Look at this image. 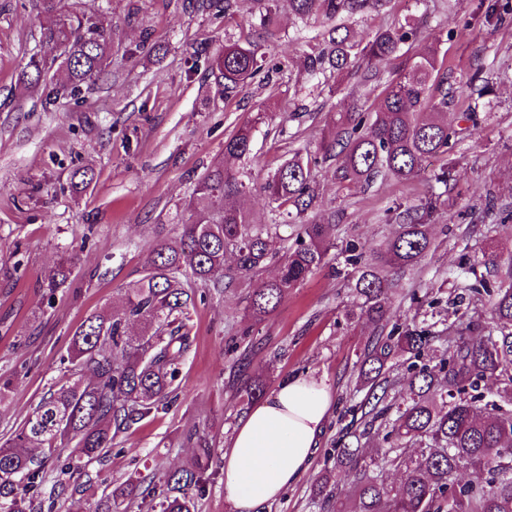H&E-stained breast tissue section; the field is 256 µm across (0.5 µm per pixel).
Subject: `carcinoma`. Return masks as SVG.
I'll use <instances>...</instances> for the list:
<instances>
[{
  "label": "carcinoma",
  "instance_id": "cac0c4a2",
  "mask_svg": "<svg viewBox=\"0 0 512 512\" xmlns=\"http://www.w3.org/2000/svg\"><path fill=\"white\" fill-rule=\"evenodd\" d=\"M380 0H288L301 17L323 12L356 15ZM54 23L41 31L39 53L22 73V81L44 86L48 96L79 90L105 73L111 63L112 32L90 19L63 9V0H39ZM419 37L410 24L381 29L364 42L352 39L345 23L329 31L325 47L305 57V72L315 77L330 69L348 72L360 60H385ZM63 74L48 76L53 65ZM224 88L236 89L259 69L255 49L237 44L224 47L215 60ZM438 48L425 47L406 56L398 71L381 84L373 112H338L324 132L320 155L295 156L281 164L258 187L276 212L290 218L312 209L319 196L313 167L336 161V184L369 185L377 178L409 180L427 158L449 156L461 130L448 124V88L440 75ZM254 123L226 138L224 155L250 153ZM252 173L222 166L207 171L197 182L188 207L190 221L173 240L161 238L152 248L142 277L123 289L122 313H98L75 330L66 361L71 381L43 397L20 427L0 444V512H40L43 502L30 495L43 479V460L35 451L50 453L57 444L75 442L80 458L105 454L113 440L130 427L166 409L173 383L191 346L187 307L193 279L220 289L232 256L236 272L256 275L271 263L277 278L260 283L247 301L257 319L273 313L288 289L296 287L328 263L334 247L331 230L336 213L300 225L291 245L279 252L273 242L278 224H255L238 204L252 190ZM436 202L391 210L397 230L379 250L366 253L355 239L345 243L346 264L358 276L354 284L363 313L375 324H389L392 299L389 275L417 263L429 251L427 224ZM508 285L488 287L475 266L454 276L455 288L490 297L496 328L478 338L459 337L453 349L436 355L435 335L415 322L395 323L386 338L364 355L360 376L369 391L359 402L362 417L381 421L385 434L378 459L366 462L357 441L334 449L336 470L322 477L321 487L353 476L347 495L336 494L332 512H512V263ZM136 321L141 334L132 336L127 323ZM397 354L407 356L408 382L396 405L387 403L390 386L385 367ZM495 378L503 388L487 395L482 383ZM414 442L415 448L407 447ZM210 449H200L189 466L168 476L159 493L158 512H195V497L207 481ZM402 469L399 485H388L370 474V467ZM483 471L481 481L459 480L461 469Z\"/></svg>",
  "mask_w": 512,
  "mask_h": 512
}]
</instances>
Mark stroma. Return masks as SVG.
Listing matches in <instances>:
<instances>
[{
	"label": "stroma",
	"instance_id": "35a3bbf8",
	"mask_svg": "<svg viewBox=\"0 0 512 512\" xmlns=\"http://www.w3.org/2000/svg\"><path fill=\"white\" fill-rule=\"evenodd\" d=\"M205 2L65 0L66 10L111 29L112 66L78 94L49 104L21 74L50 19L37 0H0V376L13 380L11 399L0 404V441L65 381L61 359L76 328L92 314L118 312L121 289L142 276L159 235L175 236L187 222V203L206 171L221 164L273 172L294 153L315 152L335 113L372 107L363 69L321 76L316 88L303 76L306 54L334 20L299 19L288 0H231L224 13ZM504 4L512 0H385L351 19L359 39L405 22L419 26V41L402 48L407 55L428 42L437 46L453 99L448 121L463 126L448 184L433 177L442 156L407 181L341 188L335 162L322 164L315 209L339 218L328 264L262 320L248 313L247 297L258 281L274 278V266L237 277L220 294L196 284L193 344L175 381L176 402L119 435L101 458L71 465V442L44 455L49 481L66 478L75 491L53 512H95L103 491L137 472L149 490L120 501L116 512H152L153 489L195 458L201 437L212 450V477L197 512H234L222 475L224 450L249 409L240 388L257 377L270 395L292 375L325 379L331 413L310 469L264 512H323L318 476L332 466L338 440L359 433L372 457L384 434L350 411L363 397L359 368L377 327L361 313L339 244L351 238L379 249L395 230L390 207L437 202L430 251L390 277L393 319L434 320L441 351L468 324L491 327L488 297H467L458 311L448 279L465 256L491 281L512 260V13H495ZM232 43L251 44L260 71L228 90L211 62ZM485 83L491 92L478 98ZM473 110L474 124L464 119ZM259 112L265 118L250 155L225 157V139ZM85 171L93 179L83 186ZM63 262L72 274L50 290L49 274ZM432 298L438 308L429 307Z\"/></svg>",
	"mask_w": 512,
	"mask_h": 512
}]
</instances>
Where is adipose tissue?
Returning <instances> with one entry per match:
<instances>
[{"label": "adipose tissue", "mask_w": 512, "mask_h": 512, "mask_svg": "<svg viewBox=\"0 0 512 512\" xmlns=\"http://www.w3.org/2000/svg\"><path fill=\"white\" fill-rule=\"evenodd\" d=\"M331 405L325 380L291 376L247 412L224 453V497L236 512H262L309 470Z\"/></svg>", "instance_id": "ef3b65f1"}]
</instances>
